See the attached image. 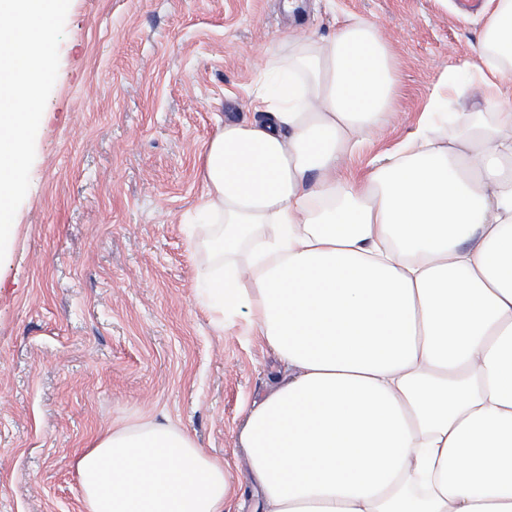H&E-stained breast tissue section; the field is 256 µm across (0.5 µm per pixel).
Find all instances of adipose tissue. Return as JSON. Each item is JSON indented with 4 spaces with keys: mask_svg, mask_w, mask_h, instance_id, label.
I'll list each match as a JSON object with an SVG mask.
<instances>
[{
    "mask_svg": "<svg viewBox=\"0 0 512 512\" xmlns=\"http://www.w3.org/2000/svg\"><path fill=\"white\" fill-rule=\"evenodd\" d=\"M252 118L202 152L203 301L288 366L238 435L262 512H512V0L411 137L347 161L398 94L379 27L285 35ZM472 101L437 132L445 94ZM84 512H231L224 463L168 423L75 459Z\"/></svg>",
    "mask_w": 512,
    "mask_h": 512,
    "instance_id": "ef3b65f1",
    "label": "adipose tissue"
}]
</instances>
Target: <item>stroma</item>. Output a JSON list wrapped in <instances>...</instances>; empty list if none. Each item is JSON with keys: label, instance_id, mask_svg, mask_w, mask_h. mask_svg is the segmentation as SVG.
I'll return each instance as SVG.
<instances>
[{"label": "stroma", "instance_id": "35a3bbf8", "mask_svg": "<svg viewBox=\"0 0 512 512\" xmlns=\"http://www.w3.org/2000/svg\"><path fill=\"white\" fill-rule=\"evenodd\" d=\"M70 0L29 190L0 265V512H83L73 460L104 430L146 420L189 434L240 487L245 407L288 369L245 316L218 330L188 224L216 117L250 112L256 75L291 27L376 24L399 90L388 129L346 173L412 133L440 78L470 57L480 14L457 0Z\"/></svg>", "mask_w": 512, "mask_h": 512}]
</instances>
